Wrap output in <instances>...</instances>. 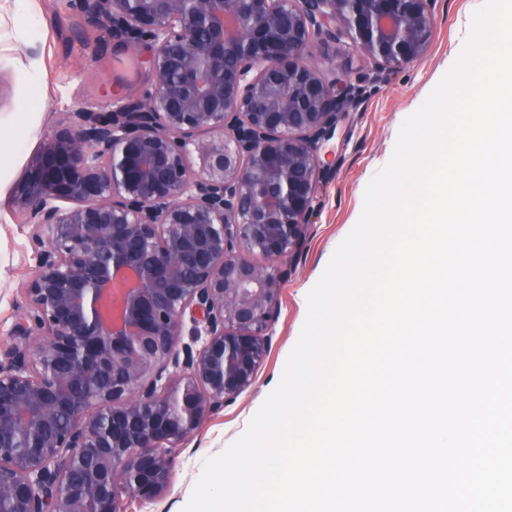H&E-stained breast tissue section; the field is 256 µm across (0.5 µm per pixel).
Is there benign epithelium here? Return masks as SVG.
<instances>
[{"instance_id": "benign-epithelium-1", "label": "benign epithelium", "mask_w": 512, "mask_h": 512, "mask_svg": "<svg viewBox=\"0 0 512 512\" xmlns=\"http://www.w3.org/2000/svg\"><path fill=\"white\" fill-rule=\"evenodd\" d=\"M66 2L145 52L147 88L66 112L11 191L34 266L0 359V512L168 489L176 448L252 384L305 241L353 96L314 49L399 69L437 0Z\"/></svg>"}]
</instances>
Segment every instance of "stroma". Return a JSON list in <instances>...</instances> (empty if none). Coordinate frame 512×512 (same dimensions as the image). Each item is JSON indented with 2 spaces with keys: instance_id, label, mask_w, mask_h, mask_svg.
<instances>
[{
  "instance_id": "1",
  "label": "stroma",
  "mask_w": 512,
  "mask_h": 512,
  "mask_svg": "<svg viewBox=\"0 0 512 512\" xmlns=\"http://www.w3.org/2000/svg\"><path fill=\"white\" fill-rule=\"evenodd\" d=\"M0 0V115L19 111L29 87L27 71L38 65L44 83L35 137L17 144L0 142V346L13 341L11 328L24 311L22 283L33 265L27 226L8 209V193L40 136L54 134L64 112L94 89L119 80L138 82V62L106 32L77 20L64 0H31L28 25L13 5ZM483 0H438L434 31L426 54L389 72L375 69L359 53L335 55L323 45L320 55H335L337 74L358 91L353 108L324 146L327 171L302 250L288 263L268 350L253 384L214 411L195 436L172 458L171 485L164 494L132 501L133 512H182L205 459L219 454L246 430L267 396L279 385L307 315L306 296L320 279L341 241L362 213L367 184L391 160L399 129L451 69L470 33V21Z\"/></svg>"
}]
</instances>
